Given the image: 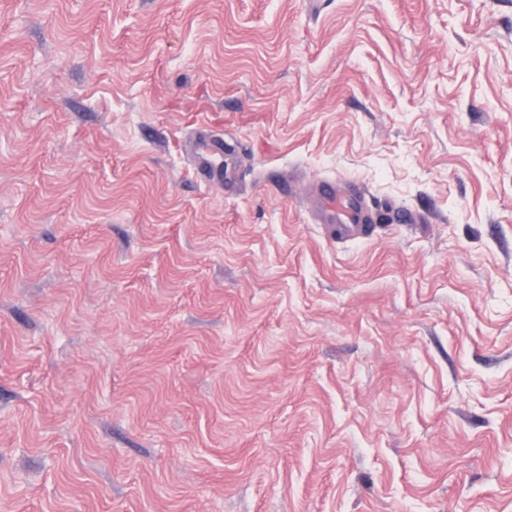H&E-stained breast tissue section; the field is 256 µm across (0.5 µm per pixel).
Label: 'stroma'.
<instances>
[{"instance_id": "1", "label": "stroma", "mask_w": 512, "mask_h": 512, "mask_svg": "<svg viewBox=\"0 0 512 512\" xmlns=\"http://www.w3.org/2000/svg\"><path fill=\"white\" fill-rule=\"evenodd\" d=\"M0 512H512V0H0ZM223 147L221 144L211 142L202 138H199L196 143L195 155L198 160L197 170L201 175L207 178L222 179V168L216 166L213 161V156L221 153ZM319 224H329L335 234L346 237L359 232L366 235L373 224H367L370 212L359 187L340 192L330 182H322L315 195Z\"/></svg>"}]
</instances>
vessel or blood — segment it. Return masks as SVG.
I'll list each match as a JSON object with an SVG mask.
<instances>
[{
	"instance_id": "1",
	"label": "vessel or blood",
	"mask_w": 512,
	"mask_h": 512,
	"mask_svg": "<svg viewBox=\"0 0 512 512\" xmlns=\"http://www.w3.org/2000/svg\"><path fill=\"white\" fill-rule=\"evenodd\" d=\"M221 144L205 139H198L195 155L198 160L197 170L207 178H221L222 169L216 166L213 158L221 153ZM315 206L319 213V221L331 225L335 234L346 237L352 233H367L370 231V212L364 202V196L359 187H350L342 192L329 182L321 183L316 195Z\"/></svg>"
}]
</instances>
